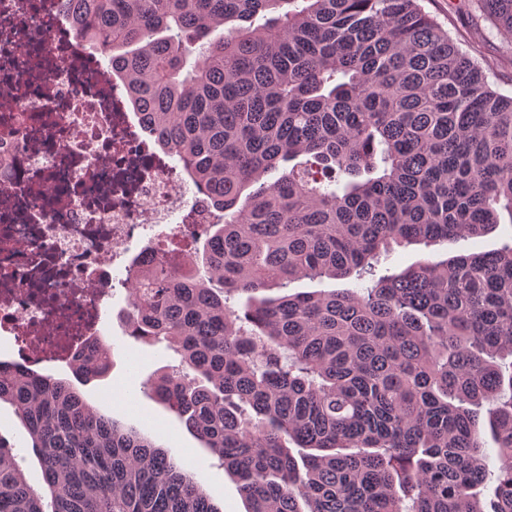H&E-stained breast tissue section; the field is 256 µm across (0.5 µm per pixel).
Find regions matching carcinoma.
<instances>
[{
	"mask_svg": "<svg viewBox=\"0 0 512 512\" xmlns=\"http://www.w3.org/2000/svg\"><path fill=\"white\" fill-rule=\"evenodd\" d=\"M63 3L220 214L185 269L135 265L120 318L179 356L147 389L247 512H512V242L376 271L394 244L512 225V96L480 59L420 0ZM476 4L512 36V0ZM352 276L355 289L260 295ZM113 365L99 340L72 381L0 360V403L42 480L0 435V512H224L75 386ZM0 432L15 445L16 451L27 458L23 465L31 474H36L38 464L33 456L31 449V441L26 429L20 420L14 414L13 408L8 403L0 405Z\"/></svg>",
	"mask_w": 512,
	"mask_h": 512,
	"instance_id": "carcinoma-1",
	"label": "carcinoma"
}]
</instances>
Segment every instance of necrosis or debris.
Returning <instances> with one entry per match:
<instances>
[{
	"label": "necrosis or debris",
	"instance_id": "obj_1",
	"mask_svg": "<svg viewBox=\"0 0 512 512\" xmlns=\"http://www.w3.org/2000/svg\"><path fill=\"white\" fill-rule=\"evenodd\" d=\"M126 99L59 0H0V335L24 369L99 338L142 231L165 225L141 254L176 265L215 220Z\"/></svg>",
	"mask_w": 512,
	"mask_h": 512
}]
</instances>
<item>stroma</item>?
Wrapping results in <instances>:
<instances>
[{
    "instance_id": "stroma-1",
    "label": "stroma",
    "mask_w": 512,
    "mask_h": 512,
    "mask_svg": "<svg viewBox=\"0 0 512 512\" xmlns=\"http://www.w3.org/2000/svg\"><path fill=\"white\" fill-rule=\"evenodd\" d=\"M429 13L448 30L463 49L478 48L488 68L489 80L499 90L512 95V58L503 55L502 39L489 19L477 8L474 0H424ZM512 239V225L502 224L484 237L442 243L430 246L410 245L395 248L389 260L381 262V269L394 272L410 265L444 254L488 251ZM125 296L112 301V311L105 325V339L114 351L115 364L110 378L82 386L81 392L96 406L102 405L103 394L112 381H123L135 394V406L120 403L107 406L118 418L135 424L142 432L169 448L177 462L194 472L204 488L223 503L224 512H245V503L234 480L227 475L217 457L210 455L189 434L175 414L157 404L144 385L163 367L177 364L178 358L163 345L146 346L129 337L119 318L126 307Z\"/></svg>"
}]
</instances>
